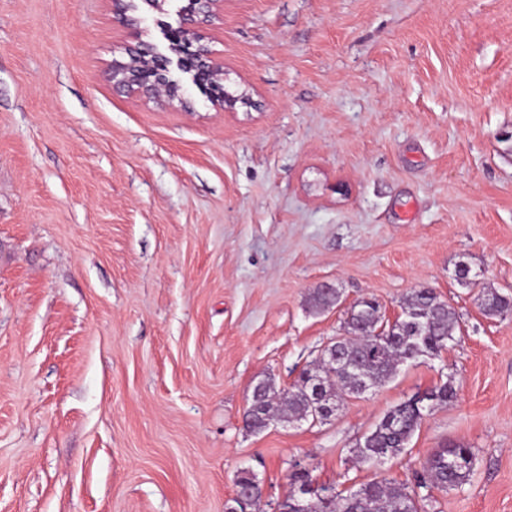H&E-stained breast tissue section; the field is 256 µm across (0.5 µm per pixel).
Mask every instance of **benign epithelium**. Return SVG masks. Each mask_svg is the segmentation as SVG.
Returning a JSON list of instances; mask_svg holds the SVG:
<instances>
[{
  "instance_id": "obj_1",
  "label": "benign epithelium",
  "mask_w": 512,
  "mask_h": 512,
  "mask_svg": "<svg viewBox=\"0 0 512 512\" xmlns=\"http://www.w3.org/2000/svg\"><path fill=\"white\" fill-rule=\"evenodd\" d=\"M223 10L224 0H185L178 25L165 32L166 52L146 45L129 52L125 61H113L109 73L113 86L129 97L181 102L180 85L172 78V71L178 70L191 75L210 102L224 111L246 103L245 98L224 90V62L204 34L205 26Z\"/></svg>"
}]
</instances>
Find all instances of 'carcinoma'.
Here are the masks:
<instances>
[{"label":"carcinoma","mask_w":512,"mask_h":512,"mask_svg":"<svg viewBox=\"0 0 512 512\" xmlns=\"http://www.w3.org/2000/svg\"><path fill=\"white\" fill-rule=\"evenodd\" d=\"M456 280L477 290L476 301L487 317L512 311V296L472 279L470 268L461 264ZM315 307L325 309L339 302L338 294L318 288L313 292ZM344 334L337 337L336 357L315 361L305 368L289 387L276 390L270 379L258 382L247 398L243 428L258 432L273 419L284 422H327L348 397H359L383 386L401 365L420 359L440 357L448 345L462 333L455 308L432 288H415L403 300L402 314L393 322L384 318L380 304L370 298L356 301L345 311ZM456 397L452 382L445 381L413 395L388 410L379 422L353 448L358 462L372 465L401 455L427 412L448 404ZM474 466L471 449L453 444L437 449L423 465V472H413L410 482H398L376 476L357 489L329 498L311 495L300 501L294 497L297 486L311 481L308 470L293 471L288 476V499L280 508L298 512H421L427 496L421 490L441 492L465 484ZM236 485L249 495L250 512H263L262 483L258 477L241 471Z\"/></svg>","instance_id":"carcinoma-1"}]
</instances>
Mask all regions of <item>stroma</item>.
I'll return each instance as SVG.
<instances>
[{
	"label": "stroma",
	"mask_w": 512,
	"mask_h": 512,
	"mask_svg": "<svg viewBox=\"0 0 512 512\" xmlns=\"http://www.w3.org/2000/svg\"><path fill=\"white\" fill-rule=\"evenodd\" d=\"M0 0V512H225L241 470L271 504L294 462L341 491L471 448L426 512H512V0H224L205 28L223 111L127 98L113 59L165 48L180 0ZM329 286L339 303L315 312ZM415 288L461 317L442 358L347 398L324 425L242 426L356 300ZM382 468L352 450L439 382ZM470 268L459 265L455 277L456 280L468 288H478L476 301L481 313L486 317H497L512 311V296L500 293L496 288L486 287L483 282L473 280Z\"/></svg>",
	"instance_id": "35a3bbf8"
}]
</instances>
